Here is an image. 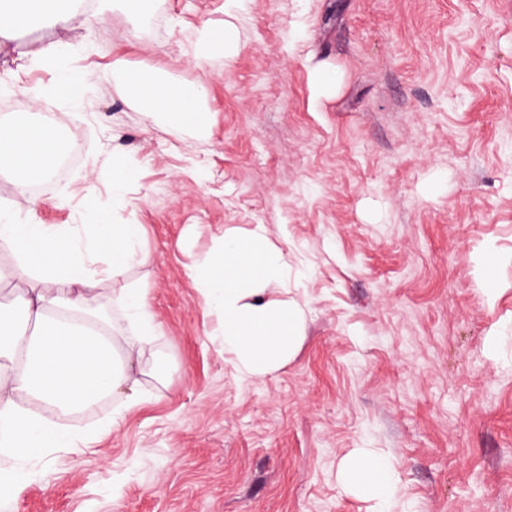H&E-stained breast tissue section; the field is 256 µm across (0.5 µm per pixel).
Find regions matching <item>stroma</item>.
<instances>
[{"instance_id": "obj_1", "label": "stroma", "mask_w": 512, "mask_h": 512, "mask_svg": "<svg viewBox=\"0 0 512 512\" xmlns=\"http://www.w3.org/2000/svg\"><path fill=\"white\" fill-rule=\"evenodd\" d=\"M88 9L87 27L0 39V100L24 104L0 120L84 146L38 197L0 172V213L142 224L148 260L114 285L149 289L154 332L99 295L113 334L142 348L133 384L78 414L89 447L0 459L33 474L0 512H375L338 480L357 448L393 460L388 512H512V0H252L233 18L225 0H150L135 26ZM227 20L235 56L195 60L198 30ZM34 41L68 50L35 64ZM119 59L205 85L207 134L150 120ZM78 71L96 76L84 97L55 96ZM119 168L134 179L115 182ZM259 224L284 262L266 296L305 324L279 370L246 377L194 276Z\"/></svg>"}]
</instances>
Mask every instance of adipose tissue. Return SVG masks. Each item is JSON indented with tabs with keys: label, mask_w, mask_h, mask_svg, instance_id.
I'll list each match as a JSON object with an SVG mask.
<instances>
[{
	"label": "adipose tissue",
	"mask_w": 512,
	"mask_h": 512,
	"mask_svg": "<svg viewBox=\"0 0 512 512\" xmlns=\"http://www.w3.org/2000/svg\"><path fill=\"white\" fill-rule=\"evenodd\" d=\"M56 20L73 29L92 18L78 0H0V37L19 32L23 21ZM130 69L120 71L129 94L145 112L167 122L205 131L207 91L195 82L154 75L134 83ZM60 143L51 126L28 120L0 121V170L48 174ZM142 225L111 224L97 217L80 236L62 227L19 224L0 215V247L12 249L20 263L16 283L0 294V454L22 457L39 448H79L90 438L72 428H58L30 416L20 406L32 398L65 413L89 407L130 381L138 350L101 327L92 310L99 295L89 266L98 248L109 255L107 280H115L146 255L136 250ZM282 256L267 244L264 226L246 235L228 234L224 248L212 255L198 286L206 306L221 322L224 350L247 376L274 372L294 354L303 335L304 313L265 296L278 282ZM40 287H33L30 273ZM71 292L61 293L59 283ZM339 478L376 501L397 489L391 459L372 448L355 449L343 462Z\"/></svg>",
	"instance_id": "1"
}]
</instances>
